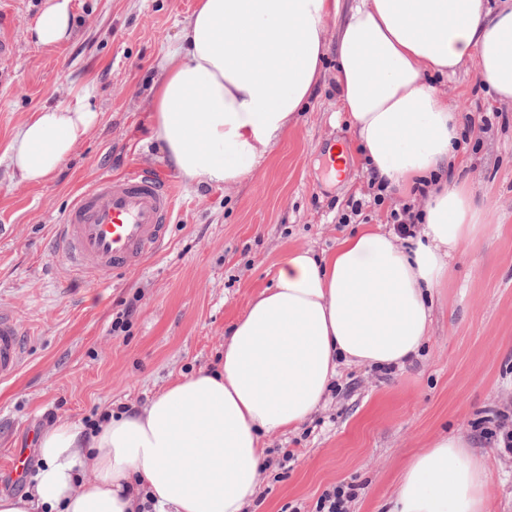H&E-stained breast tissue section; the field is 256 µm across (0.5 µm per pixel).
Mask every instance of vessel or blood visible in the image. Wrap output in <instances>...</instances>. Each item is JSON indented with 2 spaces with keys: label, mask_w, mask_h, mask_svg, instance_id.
Segmentation results:
<instances>
[{
  "label": "vessel or blood",
  "mask_w": 512,
  "mask_h": 512,
  "mask_svg": "<svg viewBox=\"0 0 512 512\" xmlns=\"http://www.w3.org/2000/svg\"><path fill=\"white\" fill-rule=\"evenodd\" d=\"M175 207L172 183L154 171L101 177L60 220L54 253L72 278L101 287L105 276L162 251ZM23 360V328L12 312L0 308V381L15 377Z\"/></svg>",
  "instance_id": "b4317fda"
}]
</instances>
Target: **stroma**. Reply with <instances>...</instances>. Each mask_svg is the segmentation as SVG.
Here are the masks:
<instances>
[{
  "label": "stroma",
  "instance_id": "obj_1",
  "mask_svg": "<svg viewBox=\"0 0 512 512\" xmlns=\"http://www.w3.org/2000/svg\"><path fill=\"white\" fill-rule=\"evenodd\" d=\"M196 0H72L73 37L42 46L28 36L45 0H0V33L16 46L0 64V154L34 110L76 101L92 89L97 122L40 184L0 164V306L27 333L19 374L0 383V457L37 462L51 419L85 422L144 405L184 374L213 368L224 331L268 286L287 248L329 251L350 232L353 202L369 223L424 199L376 187L340 115L335 62L327 60L298 126L263 166L227 188L178 179V204L164 249L96 289L74 281L54 255V227L79 191L104 175L174 171L147 142L157 59L174 47ZM439 86L482 122L469 131L466 174L492 211L491 232L452 263L420 356L383 373L342 367L325 408L291 434L268 438L271 465L251 512H315L328 487L352 484L351 512H387L407 461L439 432L467 436L487 456L491 512H512V454L479 427L512 404V105L493 99L472 73ZM132 309L125 329L112 324ZM291 460H283V450Z\"/></svg>",
  "mask_w": 512,
  "mask_h": 512
}]
</instances>
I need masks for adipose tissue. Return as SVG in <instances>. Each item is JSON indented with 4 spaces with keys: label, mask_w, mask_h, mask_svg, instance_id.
I'll return each mask as SVG.
<instances>
[{
    "label": "adipose tissue",
    "mask_w": 512,
    "mask_h": 512,
    "mask_svg": "<svg viewBox=\"0 0 512 512\" xmlns=\"http://www.w3.org/2000/svg\"><path fill=\"white\" fill-rule=\"evenodd\" d=\"M70 10L46 0L34 41L68 40ZM331 17L341 20L332 44ZM331 51L369 168L397 196L427 188L415 236L367 224L330 253L283 252L271 285L226 330L216 369L181 376L93 434L59 419L39 437L25 494L0 495V512H247L266 437L322 408L341 365L418 357L453 257L491 227L461 176L463 114L430 78L470 69L512 104V0L495 11L483 0H198L158 62L151 138L183 178L240 184L296 126ZM97 118L86 106L41 109L5 158L23 181L43 182ZM487 478L467 440L437 435L404 466L389 512H488Z\"/></svg>",
    "instance_id": "1"
}]
</instances>
